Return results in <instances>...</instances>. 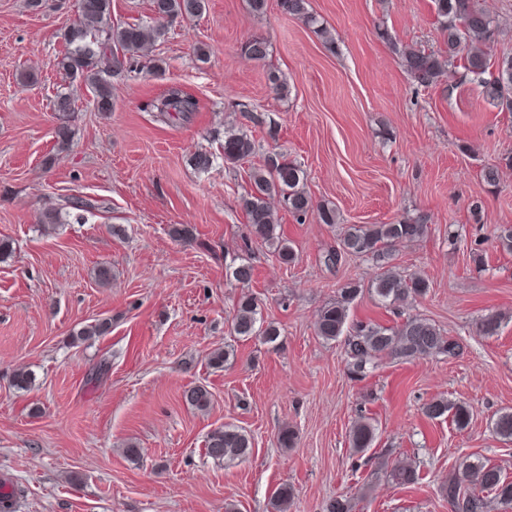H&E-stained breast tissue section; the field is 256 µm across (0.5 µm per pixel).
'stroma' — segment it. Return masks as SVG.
<instances>
[{
	"instance_id": "1",
	"label": "stroma",
	"mask_w": 512,
	"mask_h": 512,
	"mask_svg": "<svg viewBox=\"0 0 512 512\" xmlns=\"http://www.w3.org/2000/svg\"><path fill=\"white\" fill-rule=\"evenodd\" d=\"M315 24L286 15L280 0L263 14L247 0H208L200 17L168 26L134 72L113 80V108L98 111L77 90L69 149L56 145L52 98L64 80L56 58L77 0H0V482L9 512H270L281 484L288 512H324L344 494L362 512H451L438 493L472 456L512 477V442L496 437L495 414L512 411V252L494 230L512 225V168L499 187L481 169L512 155V112L485 101L478 79L453 63L433 87H418L401 63L408 46L446 52L433 0H309ZM265 38V62L243 43ZM209 52L199 61L197 46ZM164 74L154 75V60ZM287 86L270 88L267 71ZM32 81H23V74ZM199 103L189 120L165 122L150 102L171 85ZM234 128L282 153L305 173L314 204L335 208L337 226L296 220L275 203L278 231L296 258L285 265L250 241L241 198L249 169L225 164ZM212 152L208 171L189 161ZM66 198L92 200L82 222L44 228L42 211ZM480 215H473V206ZM425 214L419 241L396 246L401 271L427 278V296L397 311L370 297L350 315L384 324L400 314L435 323L462 350L455 356L381 360L352 378L338 344L314 333L319 308L345 282L370 283L367 258L327 267L343 225L393 224ZM190 226L187 241L173 225ZM480 252L482 264L472 260ZM254 268L236 282L232 258ZM112 272L96 280L98 268ZM258 298L276 342L230 334L233 308ZM500 313L497 334L476 332ZM108 318L109 333L76 343L73 332ZM232 345L224 367L214 349ZM108 369L98 378L99 364ZM34 375L28 389L12 373ZM205 386L208 411L185 390ZM438 397L466 403V430L427 418ZM375 419L373 457L354 458L348 433ZM231 423L251 436L243 462L205 454L208 432ZM292 427L296 445L277 444ZM420 472L412 485L372 478L374 456Z\"/></svg>"
}]
</instances>
